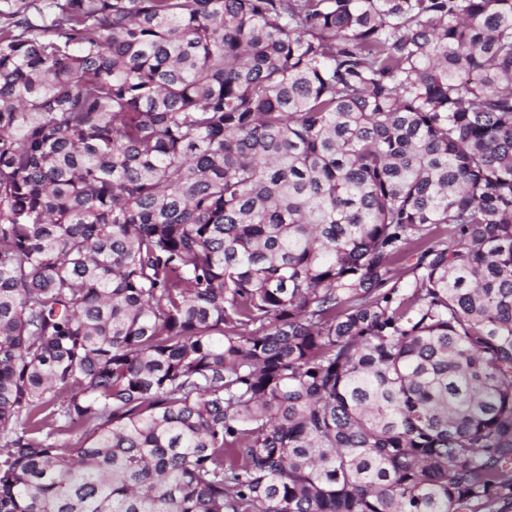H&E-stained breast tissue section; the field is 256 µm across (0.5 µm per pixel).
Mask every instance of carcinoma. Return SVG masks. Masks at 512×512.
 Returning a JSON list of instances; mask_svg holds the SVG:
<instances>
[{"instance_id": "carcinoma-1", "label": "carcinoma", "mask_w": 512, "mask_h": 512, "mask_svg": "<svg viewBox=\"0 0 512 512\" xmlns=\"http://www.w3.org/2000/svg\"><path fill=\"white\" fill-rule=\"evenodd\" d=\"M511 497L512 0H0V512Z\"/></svg>"}]
</instances>
